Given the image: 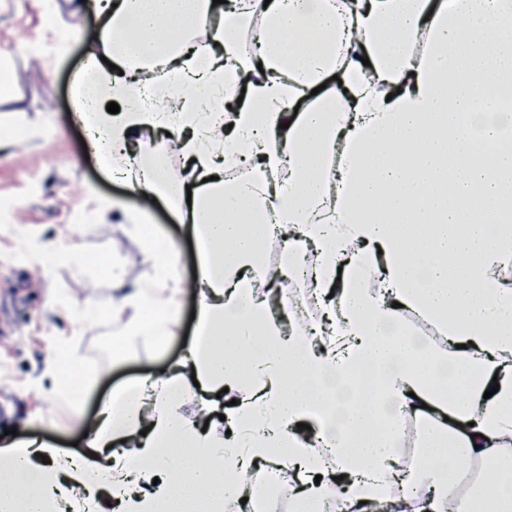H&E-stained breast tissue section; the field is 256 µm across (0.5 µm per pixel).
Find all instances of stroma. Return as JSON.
<instances>
[{
    "label": "stroma",
    "instance_id": "35a3bbf8",
    "mask_svg": "<svg viewBox=\"0 0 512 512\" xmlns=\"http://www.w3.org/2000/svg\"><path fill=\"white\" fill-rule=\"evenodd\" d=\"M1 61L11 80L0 92V204L12 208L0 219V432L68 446L95 424L101 398L170 367L195 339L194 231L187 212L132 192L85 158L86 136L72 119V75L84 55L67 0H0ZM106 199L122 210H104ZM142 222L155 227L153 238L140 233ZM61 242L79 249L83 267L52 259ZM167 246L180 253L177 334L115 354L128 317L122 291L158 284L149 254ZM57 350L85 368L80 397L55 391L48 358Z\"/></svg>",
    "mask_w": 512,
    "mask_h": 512
}]
</instances>
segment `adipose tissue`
I'll use <instances>...</instances> for the list:
<instances>
[{
	"instance_id": "ef3b65f1",
	"label": "adipose tissue",
	"mask_w": 512,
	"mask_h": 512,
	"mask_svg": "<svg viewBox=\"0 0 512 512\" xmlns=\"http://www.w3.org/2000/svg\"><path fill=\"white\" fill-rule=\"evenodd\" d=\"M215 10L116 0L99 31L73 28L90 131L116 154L137 142L130 189L191 217L198 336L169 372L105 400L83 450L1 447L0 512H57L72 489L90 503L104 484L122 512H242L240 474L275 448L289 497L343 512H512V120L483 116L512 98V35L497 31L512 0H236L211 27ZM253 22L267 37L249 55ZM155 128L169 143L142 139ZM171 144L187 179L168 174ZM475 197L493 223L465 207ZM273 234L282 260L269 269ZM153 261L161 287L122 296L125 337L161 346L182 282L176 254ZM297 280L323 316L285 334L269 296ZM411 313L442 345L416 341ZM408 419L425 427L404 466ZM122 443L133 469L112 458ZM452 448L493 466L456 500Z\"/></svg>"
}]
</instances>
